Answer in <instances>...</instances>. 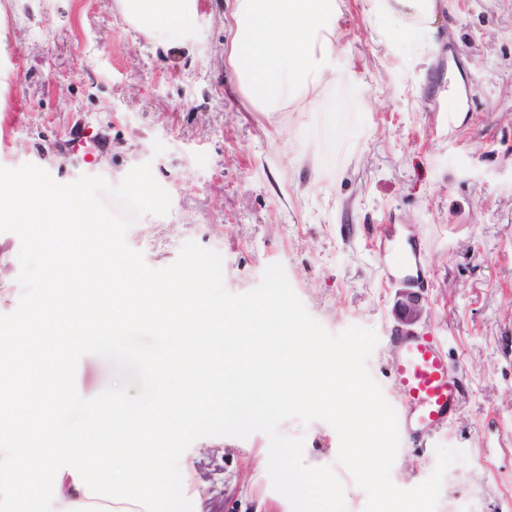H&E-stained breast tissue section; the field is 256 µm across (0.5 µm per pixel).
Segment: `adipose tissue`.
Wrapping results in <instances>:
<instances>
[{"instance_id": "1", "label": "adipose tissue", "mask_w": 512, "mask_h": 512, "mask_svg": "<svg viewBox=\"0 0 512 512\" xmlns=\"http://www.w3.org/2000/svg\"><path fill=\"white\" fill-rule=\"evenodd\" d=\"M124 19L151 42L187 47L197 0H117ZM382 42L405 41L425 53L437 19L435 0H364ZM338 0H234L224 51L249 101L259 112H309L316 89L336 80L340 51Z\"/></svg>"}]
</instances>
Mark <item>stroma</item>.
Here are the masks:
<instances>
[{
	"label": "stroma",
	"mask_w": 512,
	"mask_h": 512,
	"mask_svg": "<svg viewBox=\"0 0 512 512\" xmlns=\"http://www.w3.org/2000/svg\"><path fill=\"white\" fill-rule=\"evenodd\" d=\"M436 6L434 45L419 58L387 51L362 0H342L336 82L317 110L259 112L224 62L233 0H198L188 48L167 51L114 0H0V110L24 106L18 127L0 122V166L116 185L151 163L171 210L138 217L129 246L163 268L195 241L221 255L233 293L282 264L328 332H375L368 369L392 405L403 284L375 245L417 243L431 285L413 329L447 352L462 409L433 438L401 440L392 480L416 487L436 468V445L460 448L467 460L446 472L436 512H512V0ZM19 250L16 234L0 233V314L22 294ZM119 379L87 355L76 387L91 397ZM279 431L303 436L305 464L335 467L347 512H364L330 425L288 420ZM268 451L259 432L197 439L185 455L206 512H292L272 488Z\"/></svg>",
	"instance_id": "1"
}]
</instances>
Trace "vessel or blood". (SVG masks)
Wrapping results in <instances>:
<instances>
[{"label": "vessel or blood", "instance_id": "b4317fda", "mask_svg": "<svg viewBox=\"0 0 512 512\" xmlns=\"http://www.w3.org/2000/svg\"><path fill=\"white\" fill-rule=\"evenodd\" d=\"M393 268L409 284L427 279L425 256L415 245L394 257ZM394 346L398 352L392 365L400 398L398 429L411 438L432 437L450 425L462 405L454 369L434 338L405 334L396 337Z\"/></svg>", "mask_w": 512, "mask_h": 512}]
</instances>
